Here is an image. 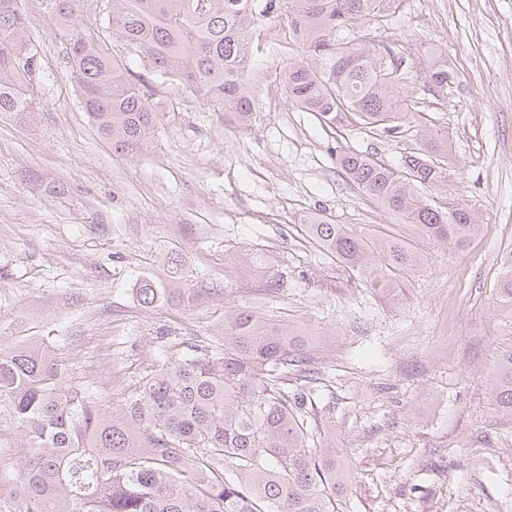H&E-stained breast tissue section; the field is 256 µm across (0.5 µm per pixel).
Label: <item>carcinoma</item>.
Wrapping results in <instances>:
<instances>
[{
  "label": "carcinoma",
  "mask_w": 512,
  "mask_h": 512,
  "mask_svg": "<svg viewBox=\"0 0 512 512\" xmlns=\"http://www.w3.org/2000/svg\"><path fill=\"white\" fill-rule=\"evenodd\" d=\"M85 0H0V113L33 112L22 88L32 70L26 13L54 21L83 106L99 134L122 154L147 143L158 121L151 89L93 37L83 33ZM402 0H110L112 32L138 51L154 72L193 89L248 127L258 112L255 51L271 37L266 22L287 21L288 42L301 53L286 59L279 78L292 106L330 127L344 123L411 133L417 148L393 169L365 152L341 147L336 164L357 189L419 234L463 250L478 234L466 205L430 201L447 177L448 136L415 119L405 88V60L361 37ZM443 53L431 54L425 90L453 84ZM308 232L371 288L391 292L422 262L404 240L365 234L323 215ZM183 264L173 257L166 279L136 288L146 309L178 307ZM253 275L278 290L277 274L257 258ZM497 307L512 319V250L495 284ZM302 330L260 313L224 310L221 343L196 345L147 372L117 408H104L61 382L44 347L0 344V402L19 430L17 470L0 484V512H336L345 471L336 449L318 447L306 390L316 381L297 348ZM299 384L291 387L289 376ZM494 409L512 418V349L486 376Z\"/></svg>",
  "instance_id": "1"
}]
</instances>
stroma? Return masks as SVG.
Here are the masks:
<instances>
[{
  "instance_id": "obj_1",
  "label": "stroma",
  "mask_w": 512,
  "mask_h": 512,
  "mask_svg": "<svg viewBox=\"0 0 512 512\" xmlns=\"http://www.w3.org/2000/svg\"><path fill=\"white\" fill-rule=\"evenodd\" d=\"M106 13L107 0H87L83 28L151 79L159 121L140 152H114L83 109L61 30L29 15L37 108L0 114V342L49 347L65 384L109 407L168 357L216 341L225 304L248 307L307 333L303 353L321 377L316 432L348 472L338 512H512V420L485 383L512 348L493 293L512 248V0H403L374 32L404 57L408 90L437 49L457 76L417 108L448 136L434 197L480 218L462 251L426 244L345 180L334 147L397 168L414 143L331 129L293 107L278 69L296 46L262 44L260 110L238 128L153 75ZM58 184L65 193H50ZM312 214L403 238L423 263L397 294L365 287L309 237ZM174 251L193 298L141 307L136 282L164 280ZM255 252L280 272L277 292L225 269L226 256Z\"/></svg>"
}]
</instances>
